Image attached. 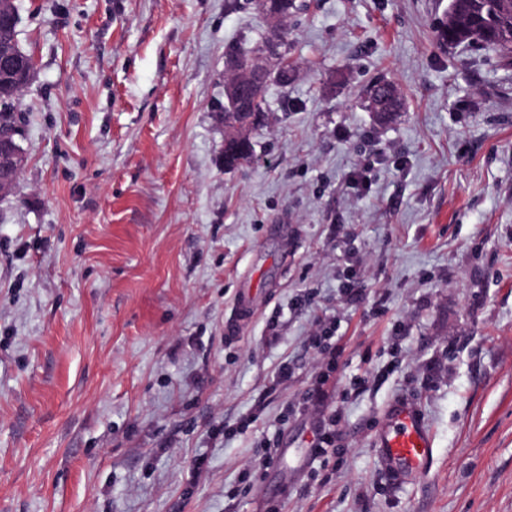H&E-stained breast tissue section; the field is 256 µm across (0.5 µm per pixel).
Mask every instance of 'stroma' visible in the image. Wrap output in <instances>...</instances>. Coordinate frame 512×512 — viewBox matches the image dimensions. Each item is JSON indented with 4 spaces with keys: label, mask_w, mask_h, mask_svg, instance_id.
Returning a JSON list of instances; mask_svg holds the SVG:
<instances>
[{
    "label": "stroma",
    "mask_w": 512,
    "mask_h": 512,
    "mask_svg": "<svg viewBox=\"0 0 512 512\" xmlns=\"http://www.w3.org/2000/svg\"><path fill=\"white\" fill-rule=\"evenodd\" d=\"M243 2L17 0L37 70L0 200V512H512V66L437 44L448 0H306L228 171L225 56L269 28ZM399 398L436 452L393 484ZM257 310V297L250 290H244L236 299L235 315L224 325L227 334H239L249 324Z\"/></svg>",
    "instance_id": "1"
}]
</instances>
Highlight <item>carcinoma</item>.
<instances>
[{"label":"carcinoma","instance_id":"cac0c4a2","mask_svg":"<svg viewBox=\"0 0 512 512\" xmlns=\"http://www.w3.org/2000/svg\"><path fill=\"white\" fill-rule=\"evenodd\" d=\"M7 6L12 24L0 27V53H9L20 49L18 41V7L16 0H0ZM301 11L297 0H283L281 19L277 26L255 41H249L237 47L227 61L228 76L243 81V99L240 106L260 115L265 113L268 88L254 87L246 82L245 75L236 68V64L244 57L250 56L258 63L274 60L270 72V84L288 85V73L291 63L288 61V39L284 31V23L288 16ZM436 40L442 46L468 44H486L495 47L502 59L512 62V0H449L446 16L436 27ZM27 83L21 79L3 80L0 82V126L13 130V136L19 135L20 115L15 107V98ZM394 99L391 109L380 107L377 92H372L373 108L377 111L375 119L384 124L390 122L395 109L399 106L396 89L383 85ZM239 113L224 110V143L240 142L244 147L232 155H224V168L231 170L251 162L254 154L251 141V130L238 126Z\"/></svg>","mask_w":512,"mask_h":512}]
</instances>
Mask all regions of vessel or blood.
Returning <instances> with one entry per match:
<instances>
[{"mask_svg": "<svg viewBox=\"0 0 512 512\" xmlns=\"http://www.w3.org/2000/svg\"><path fill=\"white\" fill-rule=\"evenodd\" d=\"M257 309V298L243 291L235 302V315L225 325L227 333L236 335L249 324ZM381 465L387 476L403 483L423 476L434 458V441L418 409L400 401L387 411V421L377 435Z\"/></svg>", "mask_w": 512, "mask_h": 512, "instance_id": "vessel-or-blood-1", "label": "vessel or blood"}]
</instances>
